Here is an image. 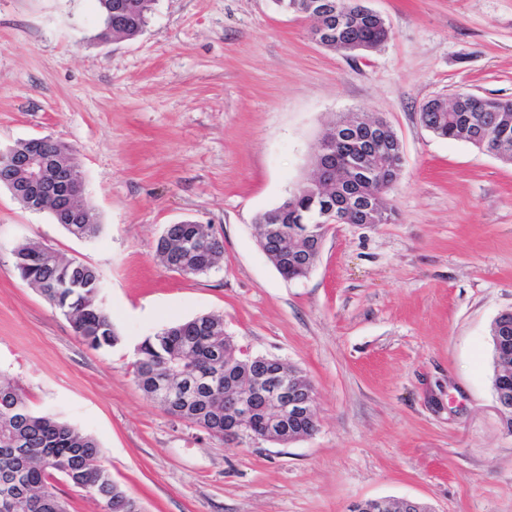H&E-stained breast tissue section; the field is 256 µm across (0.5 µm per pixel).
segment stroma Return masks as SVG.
I'll return each instance as SVG.
<instances>
[{"label": "stroma", "instance_id": "35a3bbf8", "mask_svg": "<svg viewBox=\"0 0 512 512\" xmlns=\"http://www.w3.org/2000/svg\"><path fill=\"white\" fill-rule=\"evenodd\" d=\"M391 37L355 57L273 0H156L144 31L101 41L96 0H0V147H73L101 230L71 236L0 186V373L91 435L144 512H348L375 498L512 512V431L490 327L512 309V162L420 121L458 92L512 99V0H367ZM383 117L403 149L391 224H335L285 280L256 217L308 176L330 123ZM190 219L224 235L210 273L155 244ZM34 240L95 267L120 342L88 347L13 267ZM224 319L244 351L301 368L317 431L227 442L148 400L134 350L165 325Z\"/></svg>", "mask_w": 512, "mask_h": 512}]
</instances>
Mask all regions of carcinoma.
Segmentation results:
<instances>
[{
  "instance_id": "1",
  "label": "carcinoma",
  "mask_w": 512,
  "mask_h": 512,
  "mask_svg": "<svg viewBox=\"0 0 512 512\" xmlns=\"http://www.w3.org/2000/svg\"><path fill=\"white\" fill-rule=\"evenodd\" d=\"M348 21L338 33L340 44L371 51L390 38L385 20L362 0H334ZM100 10L111 3L121 4L112 16V30L100 31L98 38L132 39L146 27L155 0H98ZM334 41L328 48L336 49ZM420 120L438 138L470 140L473 130L503 148L502 159H512V100L481 97L452 108L448 101L432 99L420 111ZM373 135L362 132L352 140L338 141L327 133L321 154L313 160V174L281 204L279 232L271 236L263 250L286 280L310 274L319 254L301 252L287 260L280 255L290 251L300 239V219L309 215L323 193L339 198L346 181L348 165L354 156L371 146ZM401 158L389 155L374 167L377 176L358 178L356 189L378 196L381 223L395 219V210L379 185L391 187L399 179ZM86 224H65L78 239L99 233V217L88 207ZM158 260L170 271L183 276H200L214 269L224 255V239L211 224L184 220L166 225L155 246ZM14 267L21 279L40 290L51 307L69 321L74 333L93 349L112 347L119 337L112 320L99 300L100 275L87 264L65 260L52 248L26 241L13 249ZM248 356L230 338L224 337V320L199 315L162 329L145 338L131 363L135 382L147 399L162 406L172 416L184 420L209 435L232 442L241 438L242 429L226 422L224 414L225 371L247 375ZM245 430L256 437L288 442V436L313 434L317 421H287L270 426L263 415L254 416ZM62 477L104 503V512H132L139 501L112 481L110 472L99 463L95 439L48 413H38L28 404L19 385L0 378V512H69V504L56 491L51 480Z\"/></svg>"
}]
</instances>
